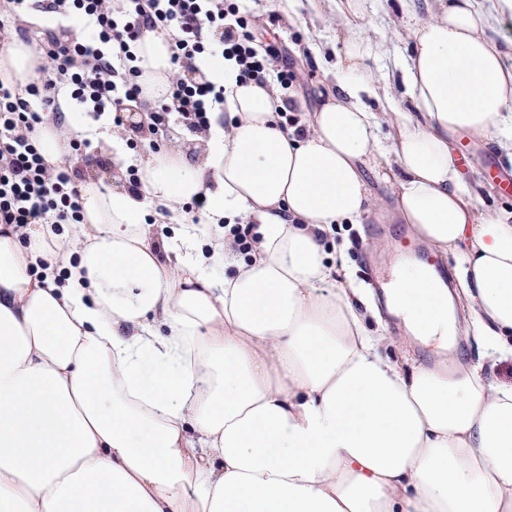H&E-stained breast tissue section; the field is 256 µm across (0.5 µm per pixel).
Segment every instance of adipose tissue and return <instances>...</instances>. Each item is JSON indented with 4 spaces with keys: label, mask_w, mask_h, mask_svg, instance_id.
Masks as SVG:
<instances>
[{
    "label": "adipose tissue",
    "mask_w": 512,
    "mask_h": 512,
    "mask_svg": "<svg viewBox=\"0 0 512 512\" xmlns=\"http://www.w3.org/2000/svg\"><path fill=\"white\" fill-rule=\"evenodd\" d=\"M410 37L409 106L378 93L374 46L353 32L301 137L280 128L274 85L206 57L224 109L198 160L152 153L138 194L81 182L71 230L0 224V512H512V383L393 360L324 248L370 212L371 167L397 187L394 223L458 271L452 297L394 250L390 315L411 343L465 334L512 359V209L484 206L453 146L512 144V0H444ZM172 42H137L149 102ZM65 121L37 134L49 163L89 135L83 113ZM200 197L204 227L153 239L148 210ZM244 212L259 229L243 258ZM240 222L241 224L234 225L230 232L234 238L235 248L238 252L245 256L247 255L254 247L255 237L251 235L249 224H253L252 232L255 234L258 228L257 221L248 214H242L239 219H237L236 223ZM247 222H250L247 224Z\"/></svg>",
    "instance_id": "ef3b65f1"
}]
</instances>
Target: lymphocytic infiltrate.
Segmentation results:
<instances>
[{"instance_id": "1", "label": "lymphocytic infiltrate", "mask_w": 512, "mask_h": 512, "mask_svg": "<svg viewBox=\"0 0 512 512\" xmlns=\"http://www.w3.org/2000/svg\"><path fill=\"white\" fill-rule=\"evenodd\" d=\"M44 12L90 19L95 34H48L40 44L37 76L25 88L0 79V223L78 224L82 221L79 182L82 170L70 158L49 165L35 133L50 123L63 129L58 103L67 91L74 105L91 119L112 114L122 123L124 112L143 104L142 70L134 47L147 30L173 29L172 77L164 100L154 103L148 125L134 129L136 139L157 134L170 116L192 132L205 131L209 114L224 106V89L209 81L198 62L220 52L238 67L241 83L263 85L275 79L289 90L298 76L291 63L273 49L258 51L239 0H42ZM211 28L214 43L202 30Z\"/></svg>"}]
</instances>
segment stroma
<instances>
[{
  "mask_svg": "<svg viewBox=\"0 0 512 512\" xmlns=\"http://www.w3.org/2000/svg\"><path fill=\"white\" fill-rule=\"evenodd\" d=\"M364 4V15L350 18L344 24L337 19L331 0H249L247 7L255 36L262 43L287 51L294 62L299 79L289 95L300 112L316 107L326 74L335 66L342 47L340 36L348 26L368 31L378 51L366 60V68L388 85L398 101H406L400 72L409 41L398 25L402 0H364ZM91 129L89 153L93 163L87 168V178L107 180L113 188L126 189L128 173H112V123L104 119L92 123ZM458 140L468 145L465 174L485 184L490 202L512 206V195L502 194L497 181L498 176L512 170L506 150L463 134ZM365 180L374 200L371 212L360 223L342 225L337 237L326 246L330 252L343 247L353 286H364L371 278L387 277L388 255L396 248L437 270L455 268L452 256L432 252L412 236L408 225L385 222L395 199L396 188L392 183L370 171L366 172Z\"/></svg>",
  "mask_w": 512,
  "mask_h": 512,
  "instance_id": "35a3bbf8",
  "label": "stroma"
}]
</instances>
